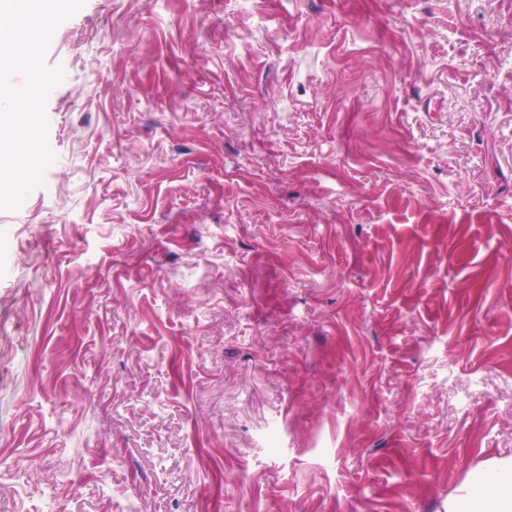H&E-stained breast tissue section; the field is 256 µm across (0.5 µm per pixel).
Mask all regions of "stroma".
Listing matches in <instances>:
<instances>
[{
	"mask_svg": "<svg viewBox=\"0 0 512 512\" xmlns=\"http://www.w3.org/2000/svg\"><path fill=\"white\" fill-rule=\"evenodd\" d=\"M46 63L0 512H446L512 454V0H86Z\"/></svg>",
	"mask_w": 512,
	"mask_h": 512,
	"instance_id": "1",
	"label": "stroma"
}]
</instances>
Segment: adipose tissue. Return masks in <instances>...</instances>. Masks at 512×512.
<instances>
[{
    "label": "adipose tissue",
    "mask_w": 512,
    "mask_h": 512,
    "mask_svg": "<svg viewBox=\"0 0 512 512\" xmlns=\"http://www.w3.org/2000/svg\"><path fill=\"white\" fill-rule=\"evenodd\" d=\"M448 512H512V456L472 470L463 493L449 498Z\"/></svg>",
    "instance_id": "1"
}]
</instances>
